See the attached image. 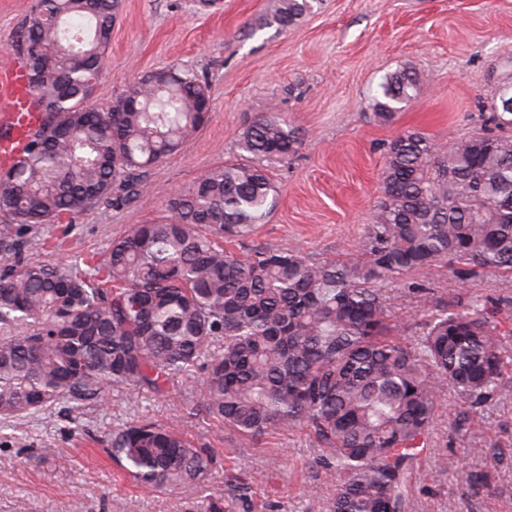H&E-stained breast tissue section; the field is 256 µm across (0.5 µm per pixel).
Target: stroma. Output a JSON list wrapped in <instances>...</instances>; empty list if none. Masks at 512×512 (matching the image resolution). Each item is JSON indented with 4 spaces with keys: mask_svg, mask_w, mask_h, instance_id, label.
<instances>
[{
    "mask_svg": "<svg viewBox=\"0 0 512 512\" xmlns=\"http://www.w3.org/2000/svg\"><path fill=\"white\" fill-rule=\"evenodd\" d=\"M33 0H0V63L18 61L17 33ZM279 0H120L109 63L92 105L111 104L128 84L170 65L203 75L211 111L180 151L156 164L149 187L119 206L101 205L72 225L36 224L21 231V262L53 257L48 242L66 236L72 261L105 254L131 225L154 222L168 197L203 173L242 158L243 129L278 114L300 145L272 164L279 202L266 223L227 248L295 246L317 259H342L362 243L381 199L386 146L415 129L443 142L478 131L480 103L512 81V0H316L285 29L263 27ZM424 73L408 106L392 121L376 118L371 97L386 74ZM428 282L430 297L409 293ZM460 285L447 268L432 278L412 273L392 284L391 310L402 324L419 320L429 298L452 301ZM203 373L176 379L169 397L112 387L83 408L59 403L22 419H0V512H328L334 473L313 467V440L302 429L245 438L223 423L185 425L203 392ZM466 406L451 390L438 398L429 453L414 464L409 491L418 512H512V387L482 421L462 434L449 428ZM180 425L209 448L214 467L202 486L147 488L129 478L103 444L129 420ZM486 477L476 494L458 493L452 472ZM255 477L249 505L232 477ZM318 483V493L308 491Z\"/></svg>",
    "mask_w": 512,
    "mask_h": 512,
    "instance_id": "stroma-1",
    "label": "stroma"
}]
</instances>
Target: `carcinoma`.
Listing matches in <instances>:
<instances>
[{"mask_svg": "<svg viewBox=\"0 0 512 512\" xmlns=\"http://www.w3.org/2000/svg\"><path fill=\"white\" fill-rule=\"evenodd\" d=\"M119 0H35L15 47L43 123L0 175V250L17 251L33 224H72L144 192L150 170L207 121L209 86L174 66L128 85L106 109L89 104L106 65ZM312 8L282 0L264 26L286 29ZM88 20L90 33L68 21ZM424 74L386 76L369 106L391 120ZM512 83L481 102L484 129L447 144L407 130L387 148L382 198L361 247L341 261L257 245L240 257L221 239L251 234L272 212L269 165L298 137L269 115L248 124L245 161L204 173L171 196L166 214L134 224L105 257L0 270V417L59 402L104 399L113 386L156 395L179 376L205 375L193 416L244 436L304 428L316 465L336 473L329 512H417L407 493L428 450L437 396L447 386L483 419L512 384L500 306L476 290L480 274L512 271ZM461 297L432 301L413 340L390 309L387 285L442 265ZM106 445L136 482L201 484L212 458L182 430L151 420L112 429ZM485 483L461 468L456 486Z\"/></svg>", "mask_w": 512, "mask_h": 512, "instance_id": "obj_1", "label": "carcinoma"}]
</instances>
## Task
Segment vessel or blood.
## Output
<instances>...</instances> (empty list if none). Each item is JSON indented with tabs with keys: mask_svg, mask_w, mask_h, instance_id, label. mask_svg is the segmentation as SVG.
<instances>
[{
	"mask_svg": "<svg viewBox=\"0 0 512 512\" xmlns=\"http://www.w3.org/2000/svg\"><path fill=\"white\" fill-rule=\"evenodd\" d=\"M0 170H8L41 124L38 102L20 65L0 68Z\"/></svg>",
	"mask_w": 512,
	"mask_h": 512,
	"instance_id": "vessel-or-blood-1",
	"label": "vessel or blood"
}]
</instances>
